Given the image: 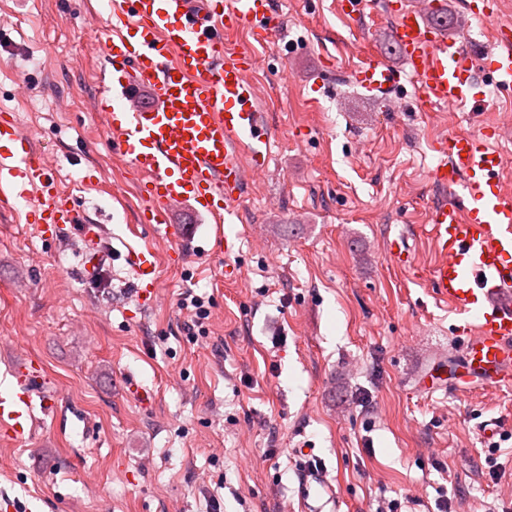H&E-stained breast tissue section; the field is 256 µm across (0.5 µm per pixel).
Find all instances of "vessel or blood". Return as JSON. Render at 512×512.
<instances>
[{"label":"vessel or blood","mask_w":512,"mask_h":512,"mask_svg":"<svg viewBox=\"0 0 512 512\" xmlns=\"http://www.w3.org/2000/svg\"><path fill=\"white\" fill-rule=\"evenodd\" d=\"M441 4L419 0L400 6L390 33L404 65L396 68L376 52L363 55L352 73L370 96L392 99L411 83L423 109H462L479 104L477 74L498 90L512 93V28L502 27L498 46L478 47L468 32L448 35L432 21ZM249 27L270 41L283 29L271 0H108L105 22L89 41L105 51L102 115L112 149L140 176L145 202L138 221L174 243L194 238L190 224L169 221L174 204L192 202L196 212L223 223L234 215L251 176L266 171L272 131L246 78L253 60L227 46L228 34ZM150 89L151 104L139 102ZM122 102L115 111L114 102ZM0 212L37 191L27 213L40 234L59 237L79 224L85 249L81 271L93 276L103 253V227L83 224L73 195L61 191L35 144L23 137L10 114L0 113ZM439 157L430 181L443 196L427 213L440 258L431 279L437 295L465 319L460 332L470 385L512 384V194L501 188L502 155L486 136L451 132L433 145ZM127 264L141 307L157 299L159 271L151 249L130 251ZM38 373L16 374L0 397V426L22 434L34 406L50 412L53 394L36 395ZM306 512H333L338 501L322 473L300 475Z\"/></svg>","instance_id":"obj_1"}]
</instances>
